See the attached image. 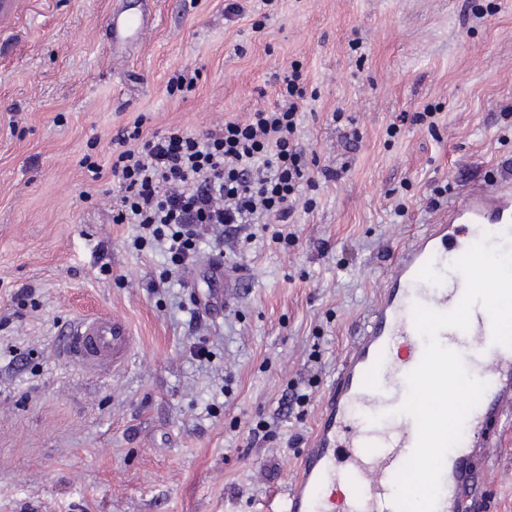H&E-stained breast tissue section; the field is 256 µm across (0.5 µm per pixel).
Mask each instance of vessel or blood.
Wrapping results in <instances>:
<instances>
[{
  "label": "vessel or blood",
  "instance_id": "obj_1",
  "mask_svg": "<svg viewBox=\"0 0 512 512\" xmlns=\"http://www.w3.org/2000/svg\"><path fill=\"white\" fill-rule=\"evenodd\" d=\"M150 24L146 13L113 11V51L137 44ZM487 234L499 247L512 246L511 186L469 190L398 251L368 321L319 399L318 427L284 489V512H396L394 479L417 438L414 420L401 411L406 376L424 352L412 305L452 310L464 291L452 264ZM66 336L67 357L95 372L119 368L133 345L128 322L109 314L77 318ZM439 339L487 383L443 462L436 512H461L465 494L479 489V450L512 408V347L493 342L490 316L479 306L468 331L449 328Z\"/></svg>",
  "mask_w": 512,
  "mask_h": 512
}]
</instances>
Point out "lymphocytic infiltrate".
I'll return each instance as SVG.
<instances>
[{
  "instance_id": "1",
  "label": "lymphocytic infiltrate",
  "mask_w": 512,
  "mask_h": 512,
  "mask_svg": "<svg viewBox=\"0 0 512 512\" xmlns=\"http://www.w3.org/2000/svg\"><path fill=\"white\" fill-rule=\"evenodd\" d=\"M301 79L292 70L273 107L199 135L172 127L147 136L138 120L117 131L112 221L139 225L135 248L159 246L180 270L194 262L203 239L223 244L245 224L274 225L273 239H289L308 170L298 138Z\"/></svg>"
}]
</instances>
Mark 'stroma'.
Masks as SVG:
<instances>
[{
    "label": "stroma",
    "mask_w": 512,
    "mask_h": 512,
    "mask_svg": "<svg viewBox=\"0 0 512 512\" xmlns=\"http://www.w3.org/2000/svg\"><path fill=\"white\" fill-rule=\"evenodd\" d=\"M120 2L16 0L0 19V512H282L396 253L463 192L512 183V0H239L231 21L225 0H152L153 27L116 58ZM295 62L302 144L340 179L303 188L288 243L247 225L223 278L206 242L155 288L163 255L99 203L116 131L244 118ZM184 70L195 85L170 92ZM424 110L435 129L389 134ZM211 288L224 305L200 314ZM100 313L134 332L115 372L63 352L69 324ZM481 483L464 512H512V455L492 449Z\"/></svg>",
    "instance_id": "obj_1"
}]
</instances>
